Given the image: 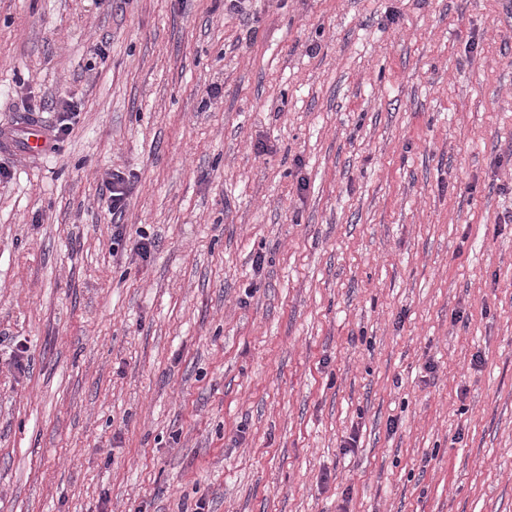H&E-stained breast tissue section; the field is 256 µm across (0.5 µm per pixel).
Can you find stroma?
Returning <instances> with one entry per match:
<instances>
[{
	"label": "stroma",
	"instance_id": "stroma-1",
	"mask_svg": "<svg viewBox=\"0 0 512 512\" xmlns=\"http://www.w3.org/2000/svg\"><path fill=\"white\" fill-rule=\"evenodd\" d=\"M31 116L0 512H512V0H0ZM25 136L21 137V143L27 154H46L51 149L49 131L40 123L25 122ZM104 184L109 193L103 198L107 203V211L111 215L112 221L119 222L127 205L129 189L124 179L118 174L112 173V178L106 180Z\"/></svg>",
	"mask_w": 512,
	"mask_h": 512
}]
</instances>
